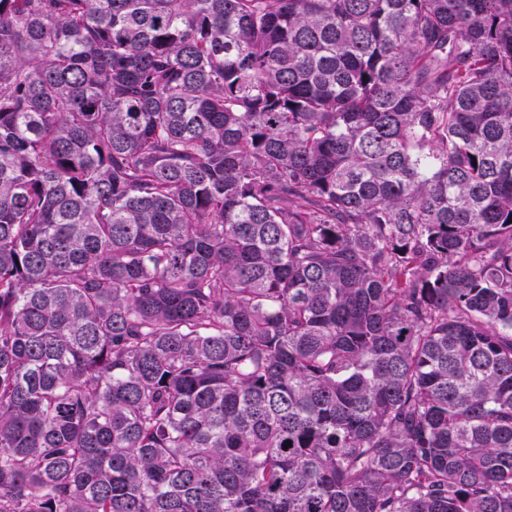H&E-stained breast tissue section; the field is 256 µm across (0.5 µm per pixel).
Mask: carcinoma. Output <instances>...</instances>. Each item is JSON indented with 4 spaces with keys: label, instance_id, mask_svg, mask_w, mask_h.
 I'll use <instances>...</instances> for the list:
<instances>
[{
    "label": "carcinoma",
    "instance_id": "cac0c4a2",
    "mask_svg": "<svg viewBox=\"0 0 512 512\" xmlns=\"http://www.w3.org/2000/svg\"><path fill=\"white\" fill-rule=\"evenodd\" d=\"M0 512H512V0H0Z\"/></svg>",
    "mask_w": 512,
    "mask_h": 512
}]
</instances>
